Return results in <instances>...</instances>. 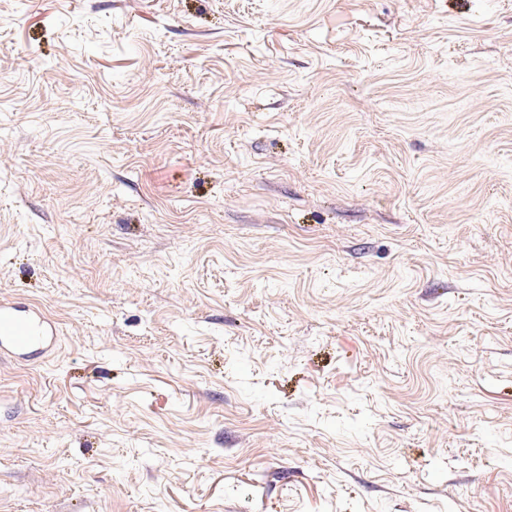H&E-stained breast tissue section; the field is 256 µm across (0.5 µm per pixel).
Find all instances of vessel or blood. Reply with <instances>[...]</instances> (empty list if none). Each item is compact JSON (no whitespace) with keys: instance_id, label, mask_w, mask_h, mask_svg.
Returning a JSON list of instances; mask_svg holds the SVG:
<instances>
[{"instance_id":"b4317fda","label":"vessel or blood","mask_w":512,"mask_h":512,"mask_svg":"<svg viewBox=\"0 0 512 512\" xmlns=\"http://www.w3.org/2000/svg\"><path fill=\"white\" fill-rule=\"evenodd\" d=\"M57 342L53 321L39 308L0 301V354H44Z\"/></svg>"}]
</instances>
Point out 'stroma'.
<instances>
[{"label":"stroma","instance_id":"obj_1","mask_svg":"<svg viewBox=\"0 0 512 512\" xmlns=\"http://www.w3.org/2000/svg\"><path fill=\"white\" fill-rule=\"evenodd\" d=\"M0 512H512V0H0ZM57 342L53 321L35 306L0 301V354H46Z\"/></svg>","mask_w":512,"mask_h":512}]
</instances>
